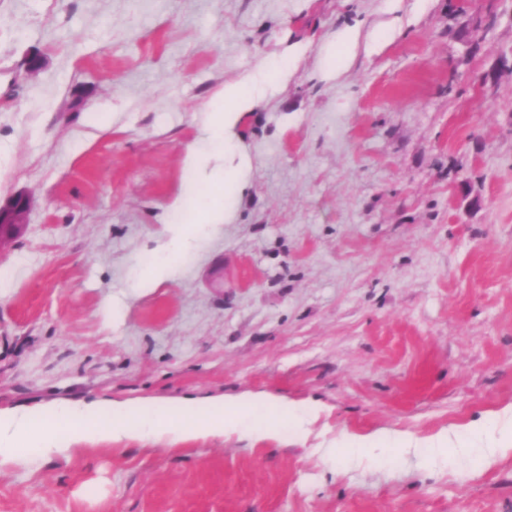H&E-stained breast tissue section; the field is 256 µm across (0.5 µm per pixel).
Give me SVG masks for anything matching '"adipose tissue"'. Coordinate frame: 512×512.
Wrapping results in <instances>:
<instances>
[{
    "mask_svg": "<svg viewBox=\"0 0 512 512\" xmlns=\"http://www.w3.org/2000/svg\"><path fill=\"white\" fill-rule=\"evenodd\" d=\"M261 90L262 82L255 78L225 86L221 99L210 112L208 148L188 150L186 163L192 176L183 184L167 218L170 237L155 248L154 261L133 283L135 290H152L170 278L175 250L197 227L224 223L227 217L224 194L226 190L242 188L248 161L242 157L235 164L214 170L208 164L214 155L223 153L229 130ZM204 169L209 176L202 182L196 174ZM318 414L315 407L292 406L282 400L269 407L250 397L205 401L188 398L174 408L103 403L92 409L77 402L51 408L36 406L17 415L0 413V457H66L74 445L96 440L134 438L173 446L194 436L229 431L264 438L277 433L282 421H291L300 429ZM463 444L477 451L479 458L487 463L511 454L512 405L493 413L482 428L466 433L458 429L444 430L423 441L404 433L370 434L350 441L351 448L358 450L422 446L442 451Z\"/></svg>",
    "mask_w": 512,
    "mask_h": 512,
    "instance_id": "1",
    "label": "adipose tissue"
}]
</instances>
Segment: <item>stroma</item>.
I'll list each match as a JSON object with an SVG mask.
<instances>
[{"mask_svg":"<svg viewBox=\"0 0 512 512\" xmlns=\"http://www.w3.org/2000/svg\"><path fill=\"white\" fill-rule=\"evenodd\" d=\"M261 71L227 220L134 293L210 108ZM19 192L0 411H321L303 441L286 423L6 461L0 512H512V455L465 475L419 448L341 462L351 437L512 405V0H0V199Z\"/></svg>","mask_w":512,"mask_h":512,"instance_id":"stroma-1","label":"stroma"}]
</instances>
